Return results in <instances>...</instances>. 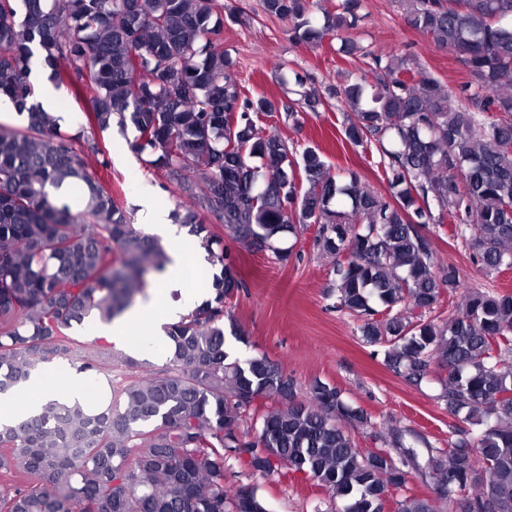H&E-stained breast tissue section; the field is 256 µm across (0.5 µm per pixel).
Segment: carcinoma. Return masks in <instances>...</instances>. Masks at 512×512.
<instances>
[{
    "label": "carcinoma",
    "instance_id": "cac0c4a2",
    "mask_svg": "<svg viewBox=\"0 0 512 512\" xmlns=\"http://www.w3.org/2000/svg\"><path fill=\"white\" fill-rule=\"evenodd\" d=\"M323 0H263L292 38L320 43L359 27L361 0L332 13ZM408 26L460 55L459 91L407 57L385 56L349 36L339 51L370 59L360 81L336 90L350 115L343 138L375 148L390 199L356 169L330 175L315 146L289 148L259 124H300L297 105L250 98L219 35L222 0H0V96L26 127L0 126V394L76 343L92 316L110 322L132 307L147 277L169 261L133 224L45 112L32 60L88 95L101 132L132 125L135 147L180 187L197 188L217 220L191 210L188 228L214 267L210 297L165 327L159 372L101 391L95 404L49 400L0 423V512H268L251 484H226L232 461L269 476L282 464L317 481L340 512H435L405 495L409 470L429 475L460 512H512V290L459 292L458 268L437 261L423 230L454 225L474 263L512 269V0H401ZM258 159L260 164L251 163ZM80 182L82 210L50 196ZM315 229L336 256L335 308L362 320L364 341L418 384L442 360L448 412L480 427L448 441L447 462L426 470L393 428L385 447H356L346 421L372 426L336 386L299 399L295 383L264 356L242 360L226 345V300L245 287L224 237L286 261L288 236ZM448 320L424 316L443 294ZM101 353L79 350L77 370L100 373Z\"/></svg>",
    "mask_w": 512,
    "mask_h": 512
}]
</instances>
